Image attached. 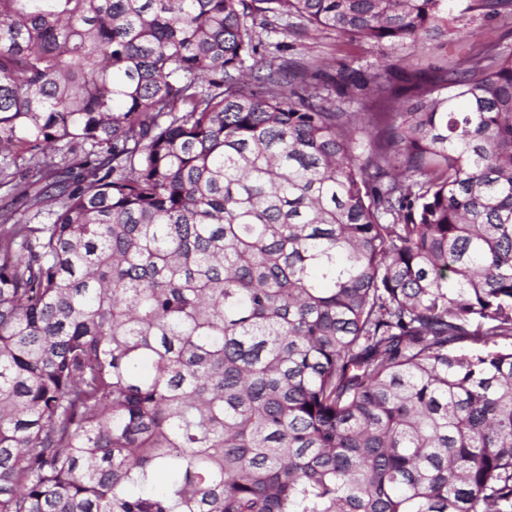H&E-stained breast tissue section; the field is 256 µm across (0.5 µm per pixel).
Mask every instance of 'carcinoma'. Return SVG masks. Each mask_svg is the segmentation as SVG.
Returning a JSON list of instances; mask_svg holds the SVG:
<instances>
[{
  "label": "carcinoma",
  "mask_w": 512,
  "mask_h": 512,
  "mask_svg": "<svg viewBox=\"0 0 512 512\" xmlns=\"http://www.w3.org/2000/svg\"><path fill=\"white\" fill-rule=\"evenodd\" d=\"M449 14L0 0V512H512V30L255 29ZM453 26L455 27L454 32H457L458 35L455 36L453 34L451 36L448 43V53L455 56H464L467 51L466 32H471L474 36H483L485 31L489 29L479 18H471L470 16L464 19H457ZM261 21L262 19L258 18L256 30L264 44L284 41L289 45L288 51H286L288 57L308 58L315 56L326 63L336 65V68L339 62L350 63L354 59L353 67L365 69L367 65L375 62L378 58L386 57L395 61L399 57L414 51L407 46L393 48L388 44L378 46H370L364 43L349 44L346 39L335 33L315 30L311 26L298 35H293L290 31L291 33L285 36L279 32L281 30L267 35L260 28ZM348 52L351 53L348 54Z\"/></svg>",
  "instance_id": "obj_1"
}]
</instances>
